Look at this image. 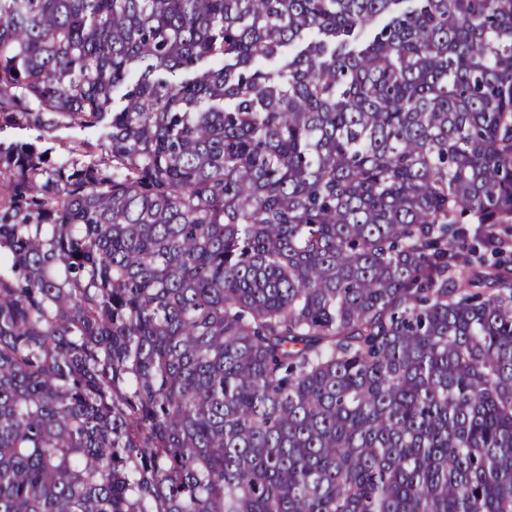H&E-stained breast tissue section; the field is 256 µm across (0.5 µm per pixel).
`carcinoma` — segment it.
I'll return each instance as SVG.
<instances>
[{
  "label": "carcinoma",
  "instance_id": "obj_1",
  "mask_svg": "<svg viewBox=\"0 0 512 512\" xmlns=\"http://www.w3.org/2000/svg\"><path fill=\"white\" fill-rule=\"evenodd\" d=\"M0 120L100 131L0 142V512H512V0H0ZM39 136L45 138L46 142H48V146L53 147L52 157L54 159H63L68 156L71 148H79L84 142H89L94 145L97 144L98 132L95 129L59 127L50 133H46L41 130L16 124L1 122L0 125V141L2 143L34 141Z\"/></svg>",
  "mask_w": 512,
  "mask_h": 512
}]
</instances>
